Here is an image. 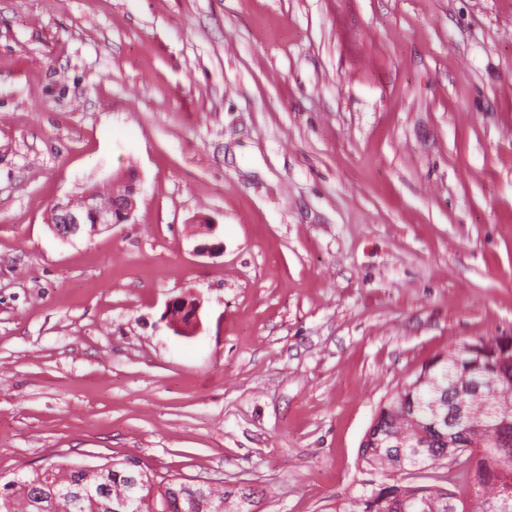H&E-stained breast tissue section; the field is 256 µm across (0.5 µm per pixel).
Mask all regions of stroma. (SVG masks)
I'll return each mask as SVG.
<instances>
[{"label":"stroma","instance_id":"35a3bbf8","mask_svg":"<svg viewBox=\"0 0 512 512\" xmlns=\"http://www.w3.org/2000/svg\"><path fill=\"white\" fill-rule=\"evenodd\" d=\"M124 174L131 223L52 232ZM497 336L512 0H0L1 480L131 458L333 512L382 403ZM200 302L179 297L171 300L166 308L164 318L175 331L194 330L199 325Z\"/></svg>","mask_w":512,"mask_h":512}]
</instances>
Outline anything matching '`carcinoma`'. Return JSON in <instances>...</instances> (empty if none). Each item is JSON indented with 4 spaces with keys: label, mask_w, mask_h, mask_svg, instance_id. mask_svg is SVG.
<instances>
[{
    "label": "carcinoma",
    "mask_w": 512,
    "mask_h": 512,
    "mask_svg": "<svg viewBox=\"0 0 512 512\" xmlns=\"http://www.w3.org/2000/svg\"><path fill=\"white\" fill-rule=\"evenodd\" d=\"M471 380L484 383L492 392L498 410L475 416L466 435L455 447L459 468L447 484L470 488L465 500L444 486L412 487L398 476L413 468L444 469L448 463V436L434 427L433 404L454 394L452 385ZM372 431L364 436L359 464L383 477L371 487L336 503L335 512H499L501 492L512 490V447H470L484 436L512 437V336L489 340L458 341L442 357L424 363L413 377L379 407ZM101 476L112 497L134 492L136 512H212L225 490L201 489L198 484L158 476L146 471L137 474V486L130 489L126 466L114 459L102 464ZM76 481V473L63 462L52 471L42 468L25 476L0 482V512H112L110 501L98 497L79 500L66 495Z\"/></svg>",
    "instance_id": "cac0c4a2"
}]
</instances>
